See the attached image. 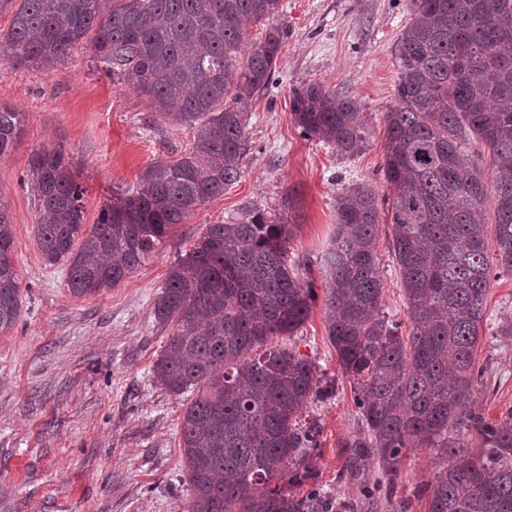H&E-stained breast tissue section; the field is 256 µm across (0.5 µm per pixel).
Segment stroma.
<instances>
[{
	"mask_svg": "<svg viewBox=\"0 0 512 512\" xmlns=\"http://www.w3.org/2000/svg\"><path fill=\"white\" fill-rule=\"evenodd\" d=\"M283 2L271 22L248 30L252 42L274 26L285 37L274 86L247 106L250 150L238 182L200 206L134 273L95 297H74L66 265L43 262L35 204L23 184L32 154L64 152L93 224L105 204L136 192L148 167L180 159L193 132L162 121L146 97L113 83L87 47L74 48L49 71L0 61V105L26 114L16 148L0 158V200L13 219L24 305L16 325L0 333V512H185L192 492L183 477L180 423L194 396L168 395L152 379L172 333L152 312L169 266L206 225L234 218L247 202L289 213L290 258L314 262L331 244L343 187L364 183L378 196L390 195L381 171L384 114L395 106V47L411 17L410 0ZM310 82L351 97L365 112L368 135L358 155L340 157L295 127L292 91ZM389 232L380 225L376 240L385 310L403 321L407 307ZM323 309V302L313 303L290 343L336 377ZM477 359L485 375L475 406L499 418L512 408V335L487 336ZM305 415L322 427L319 482L350 512H423L418 490L432 474L431 453L408 451L390 496L366 508L361 485L378 471L351 476L338 446L353 429L349 389Z\"/></svg>",
	"mask_w": 512,
	"mask_h": 512,
	"instance_id": "stroma-1",
	"label": "stroma"
}]
</instances>
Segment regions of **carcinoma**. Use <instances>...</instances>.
Wrapping results in <instances>:
<instances>
[{
	"mask_svg": "<svg viewBox=\"0 0 512 512\" xmlns=\"http://www.w3.org/2000/svg\"><path fill=\"white\" fill-rule=\"evenodd\" d=\"M411 3L395 49L397 106L384 117L383 163L409 327L385 313L379 199L370 187L339 193L324 258V322L339 380L283 342L317 299L303 278L310 265L288 258L293 225L252 202L236 219L206 225L170 265L153 306L160 325L176 324L154 383L172 396L197 392L180 424L186 512H333L317 488L321 426L302 417L339 381L356 408V427L339 442L351 449L348 470L362 462L382 474L364 485L365 502L393 487L405 452L419 448L435 459L424 512H512V410L493 421L471 401L483 384L476 353L489 331V286L512 275V0ZM9 4L1 60L49 70L88 42L113 82L145 96L159 118L194 130L180 160L149 167L142 189L102 207L88 228L84 189L64 153L32 155L27 186L44 262L67 265L74 296H95L237 181L250 150L247 103L274 84L283 33L270 30L246 53L243 45L249 25L279 14L281 0H0V9ZM291 109L305 139L342 157L365 146L367 118L351 98L309 83L293 90ZM25 120L0 106V158ZM472 141L489 165L481 150L469 151ZM12 245L0 200V333L22 312Z\"/></svg>",
	"mask_w": 512,
	"mask_h": 512,
	"instance_id": "1",
	"label": "carcinoma"
}]
</instances>
